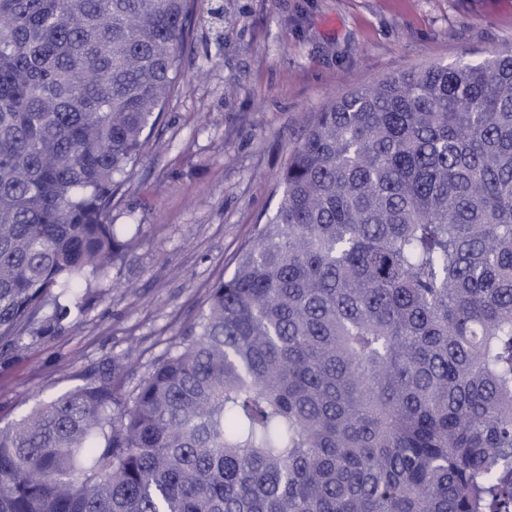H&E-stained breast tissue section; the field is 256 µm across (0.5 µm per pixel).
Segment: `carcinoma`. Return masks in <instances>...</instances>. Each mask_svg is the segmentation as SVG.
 <instances>
[{"label":"carcinoma","instance_id":"obj_1","mask_svg":"<svg viewBox=\"0 0 512 512\" xmlns=\"http://www.w3.org/2000/svg\"><path fill=\"white\" fill-rule=\"evenodd\" d=\"M197 0H0V350L133 249L110 221ZM233 273L132 396L0 426V512H512V55L314 113Z\"/></svg>","mask_w":512,"mask_h":512}]
</instances>
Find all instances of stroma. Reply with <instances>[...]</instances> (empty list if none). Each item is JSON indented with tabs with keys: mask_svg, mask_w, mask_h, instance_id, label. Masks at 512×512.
Segmentation results:
<instances>
[{
	"mask_svg": "<svg viewBox=\"0 0 512 512\" xmlns=\"http://www.w3.org/2000/svg\"><path fill=\"white\" fill-rule=\"evenodd\" d=\"M512 52V0H198L180 87L111 220L138 243L63 333L0 359V425L105 357L135 393L231 275L312 113L376 80Z\"/></svg>",
	"mask_w": 512,
	"mask_h": 512,
	"instance_id": "obj_1",
	"label": "stroma"
}]
</instances>
